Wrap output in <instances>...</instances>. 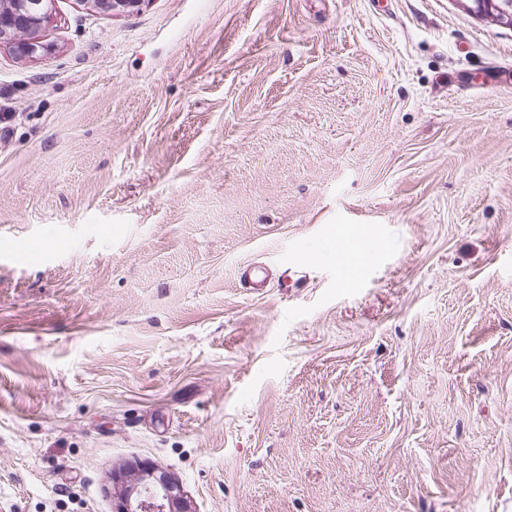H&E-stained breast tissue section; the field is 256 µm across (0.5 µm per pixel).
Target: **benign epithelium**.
<instances>
[{"label":"benign epithelium","instance_id":"7a95c632","mask_svg":"<svg viewBox=\"0 0 512 512\" xmlns=\"http://www.w3.org/2000/svg\"><path fill=\"white\" fill-rule=\"evenodd\" d=\"M99 13L139 10L145 0H78ZM464 11L500 27L512 28V0H454ZM51 0H0V44L19 58H37L50 50L40 38L49 23ZM113 512H192L180 484L167 472L129 462L112 472Z\"/></svg>","mask_w":512,"mask_h":512}]
</instances>
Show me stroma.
Returning <instances> with one entry per match:
<instances>
[{
	"label": "stroma",
	"mask_w": 512,
	"mask_h": 512,
	"mask_svg": "<svg viewBox=\"0 0 512 512\" xmlns=\"http://www.w3.org/2000/svg\"><path fill=\"white\" fill-rule=\"evenodd\" d=\"M42 38L0 46V512H112L134 460L194 512H512V29L56 0ZM99 13L115 15L138 11L144 0H80ZM367 258V250L364 241L360 235H354L346 244L340 261L348 268V272L353 274Z\"/></svg>",
	"instance_id": "35a3bbf8"
}]
</instances>
